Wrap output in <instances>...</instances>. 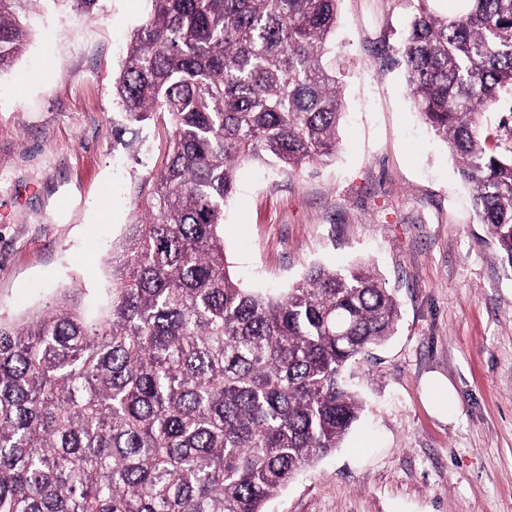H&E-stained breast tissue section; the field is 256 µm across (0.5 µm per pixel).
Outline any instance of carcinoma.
Instances as JSON below:
<instances>
[{
	"label": "carcinoma",
	"mask_w": 512,
	"mask_h": 512,
	"mask_svg": "<svg viewBox=\"0 0 512 512\" xmlns=\"http://www.w3.org/2000/svg\"><path fill=\"white\" fill-rule=\"evenodd\" d=\"M0 0V73L27 40ZM113 86L124 120L159 125L137 210L92 318L54 306L0 320V512H264L363 412L345 366L393 335L378 273L312 266L279 294L241 287L224 205L242 164L290 173L336 156L339 0H150ZM410 0V94L473 189L512 271V154L479 116L512 95V0L439 14Z\"/></svg>",
	"instance_id": "obj_1"
}]
</instances>
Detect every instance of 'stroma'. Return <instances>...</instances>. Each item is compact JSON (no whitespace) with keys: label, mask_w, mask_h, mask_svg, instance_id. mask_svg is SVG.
<instances>
[{"label":"stroma","mask_w":512,"mask_h":512,"mask_svg":"<svg viewBox=\"0 0 512 512\" xmlns=\"http://www.w3.org/2000/svg\"><path fill=\"white\" fill-rule=\"evenodd\" d=\"M407 0H340L333 53L345 101L335 160L237 173L226 256L244 287L285 288L309 266L376 268L400 304L394 336L351 366L366 408L336 451L266 512H512V273L479 224L470 186L391 65ZM149 0H33L31 36L0 75V320L64 288L98 311L155 129L116 137L113 85ZM438 372L457 416L425 410Z\"/></svg>","instance_id":"obj_1"}]
</instances>
